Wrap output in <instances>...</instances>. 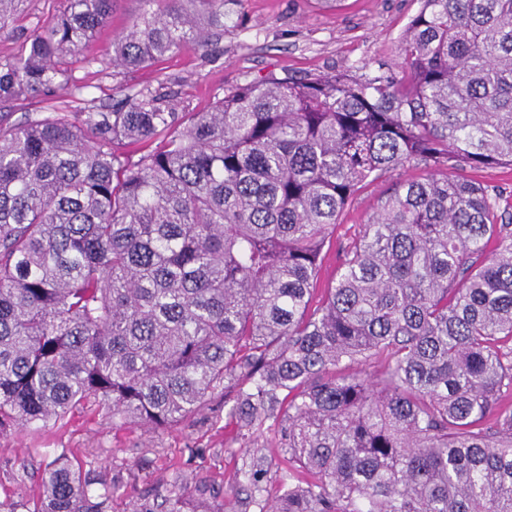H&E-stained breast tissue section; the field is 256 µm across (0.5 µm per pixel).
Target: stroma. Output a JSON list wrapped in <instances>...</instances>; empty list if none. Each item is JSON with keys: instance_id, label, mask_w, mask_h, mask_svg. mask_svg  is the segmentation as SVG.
Here are the masks:
<instances>
[{"instance_id": "stroma-1", "label": "stroma", "mask_w": 512, "mask_h": 512, "mask_svg": "<svg viewBox=\"0 0 512 512\" xmlns=\"http://www.w3.org/2000/svg\"><path fill=\"white\" fill-rule=\"evenodd\" d=\"M62 7L63 0H24L14 31L0 37V60L19 55L29 34ZM419 8L420 0H345L337 10L320 0H227L224 28L213 35L209 53L188 48L128 71L112 65V38L148 5L116 0L111 25L65 59L68 83L54 90L50 103L62 112H94L149 91L166 111L198 112L238 85L269 75L396 72L400 36ZM388 183L366 187L344 209L318 287L334 281L343 246L359 235ZM279 438L269 420L239 435L227 422L220 395L194 417L162 430L113 426L111 414L94 405L74 412L62 426L0 434V500L36 494L46 464L64 453L115 484L107 512H131L143 496L164 493L178 477L189 490L206 487L208 504L223 505L224 512H260L287 473ZM252 462L264 470L258 496L238 482L239 471Z\"/></svg>"}]
</instances>
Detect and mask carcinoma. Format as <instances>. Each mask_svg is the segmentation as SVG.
<instances>
[{"mask_svg": "<svg viewBox=\"0 0 512 512\" xmlns=\"http://www.w3.org/2000/svg\"><path fill=\"white\" fill-rule=\"evenodd\" d=\"M23 0H0V37ZM114 0H65L0 104L44 103ZM112 65L209 51L227 0H157ZM400 73L269 76L175 120L0 114V433L89 400L157 429L230 391L237 430L280 416L269 512H512V223L462 171L512 167V0H420ZM156 147H151V144ZM421 162L344 247L338 217ZM379 361L339 374L351 364ZM0 512H105L112 483L62 453ZM136 512H224L174 480ZM426 173L423 165H409L398 169L386 181L374 183L363 189L355 200L341 214L336 232L333 234L323 267L320 271L317 288H327L336 277L337 266L343 256L342 247L359 235L363 224L380 204L382 193L395 181L419 179Z\"/></svg>", "mask_w": 512, "mask_h": 512, "instance_id": "1", "label": "carcinoma"}]
</instances>
